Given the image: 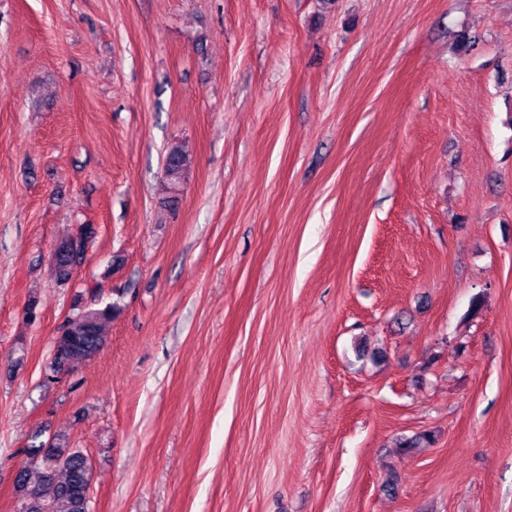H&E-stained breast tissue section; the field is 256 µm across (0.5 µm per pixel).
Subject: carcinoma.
I'll use <instances>...</instances> for the list:
<instances>
[{
	"mask_svg": "<svg viewBox=\"0 0 512 512\" xmlns=\"http://www.w3.org/2000/svg\"><path fill=\"white\" fill-rule=\"evenodd\" d=\"M191 166L189 154L180 145L169 148L165 163V179L174 189L184 181ZM91 235L86 233L80 240L70 236L61 240L53 254V270L56 281L62 285L70 281L69 273L83 261ZM119 313L115 303L100 307H86L67 317L60 326L51 363L63 360L67 370L73 371L91 360L104 346L106 326ZM42 432L35 431L30 442L22 449L25 461L20 467L15 488L18 502L24 508L18 512H86L83 494L90 488L93 466L80 448H71L63 434L51 437V448L58 454H67V463L52 468V458L42 452L45 442ZM435 443L430 431H423L403 440L400 447L405 451Z\"/></svg>",
	"mask_w": 512,
	"mask_h": 512,
	"instance_id": "carcinoma-1",
	"label": "carcinoma"
}]
</instances>
